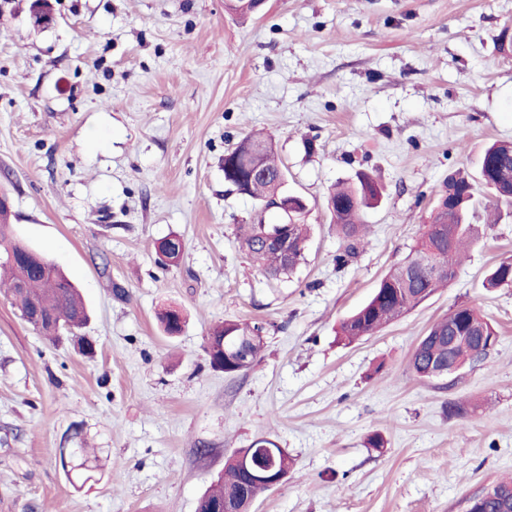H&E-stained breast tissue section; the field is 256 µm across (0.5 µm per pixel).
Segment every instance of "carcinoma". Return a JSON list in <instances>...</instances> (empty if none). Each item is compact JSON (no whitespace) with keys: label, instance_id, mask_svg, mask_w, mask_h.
Instances as JSON below:
<instances>
[{"label":"carcinoma","instance_id":"obj_1","mask_svg":"<svg viewBox=\"0 0 512 512\" xmlns=\"http://www.w3.org/2000/svg\"><path fill=\"white\" fill-rule=\"evenodd\" d=\"M280 169L275 158L272 139L250 136L234 150L224 155V180L237 191L260 202L274 196H285V183L275 173ZM485 189L495 204L512 207V142H495L485 148L479 162L478 179L461 172H452L442 184L429 217V227L420 242L398 265L380 280L371 297L355 312L343 319L338 339L347 343L362 340L400 319L455 278L462 256L468 250L474 232L472 215L480 189ZM380 197L377 184L368 176L360 177L359 185L338 184L327 196V208L339 233L348 241L347 250L336 256L343 265L355 250V244L365 235L364 210ZM299 213L287 224L282 244L269 250L261 246L269 225L280 223V217L268 225L250 222L240 225L242 250L254 266L271 277L293 274L304 260L309 225L305 222L304 206L297 204ZM11 212L6 196L0 197V296L10 301L19 318L37 310L43 320L53 321L59 329L38 330L46 338L59 342L82 328L88 321L86 306L73 284L53 263L42 261V254L14 236L10 224ZM512 284V260L500 262L487 276L484 287L499 288ZM262 327L228 321L213 329L207 337L206 352L221 354L224 338L248 337L243 343L241 359L251 369L261 351L257 339ZM465 336L454 355L462 360L472 358L480 337L496 336L491 322L475 307L460 305L448 316L434 322L420 338L409 358V370L419 380L435 379L434 371L448 362V336ZM257 445L269 446L282 471L293 466L288 452L269 439H258ZM504 500L476 501L467 512H497L502 503L512 502V479L494 483ZM237 490L241 498L255 500L267 488L250 480L235 460H229L224 475L206 491L200 500L214 505L223 503L224 491Z\"/></svg>","mask_w":512,"mask_h":512}]
</instances>
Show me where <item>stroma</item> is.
I'll return each mask as SVG.
<instances>
[{"label":"stroma","mask_w":512,"mask_h":512,"mask_svg":"<svg viewBox=\"0 0 512 512\" xmlns=\"http://www.w3.org/2000/svg\"><path fill=\"white\" fill-rule=\"evenodd\" d=\"M51 4L46 26L27 0L0 6V189L17 238L82 293L95 350L49 343L0 299V512H196L261 437L294 465L249 512H465L512 478V286H483L512 258L511 216L475 222L448 287L368 339L336 338L416 244L448 172L512 142V0H267L246 19L224 0ZM253 132L309 202L305 260L278 280L241 252L257 203L224 180ZM360 172L382 199L340 267L325 195ZM172 234L184 250L164 267ZM461 304L495 347L419 381L412 350ZM167 309L186 316L178 336ZM227 320L263 328L237 375L205 352ZM451 401L477 409L451 418ZM63 448L91 449L89 479L63 470Z\"/></svg>","instance_id":"stroma-1"}]
</instances>
